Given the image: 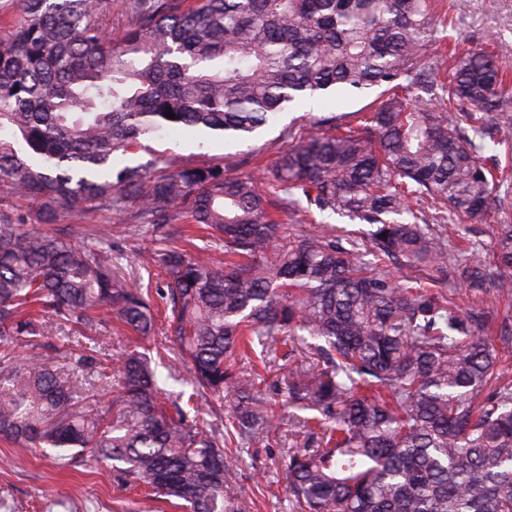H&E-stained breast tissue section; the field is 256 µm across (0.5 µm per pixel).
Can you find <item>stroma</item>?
<instances>
[{
    "label": "stroma",
    "instance_id": "35a3bbf8",
    "mask_svg": "<svg viewBox=\"0 0 512 512\" xmlns=\"http://www.w3.org/2000/svg\"><path fill=\"white\" fill-rule=\"evenodd\" d=\"M459 34V48H488L500 65L512 69V0H450ZM369 95L341 92L308 106L298 105L270 119L247 141L205 137L190 129H170L146 139L127 153L128 162H147L156 156H173L199 165H220L233 175L259 173L296 142L301 130L331 117L351 122L356 111L368 108ZM107 229L113 244L112 261L131 279L156 286L162 271L154 261L164 247V231L137 218L130 223L112 213L92 208L80 217L60 218L52 232L77 241L86 230ZM448 287L456 292L460 313L483 310L493 323H512V299L496 292L474 295L459 287L456 273H449ZM279 429L268 447L254 451L253 466L241 481L245 512H289L282 468V450L298 433L290 425L288 408H281ZM0 512H179L170 504L118 490L110 469L92 463L63 466L53 457L22 453L0 440Z\"/></svg>",
    "mask_w": 512,
    "mask_h": 512
}]
</instances>
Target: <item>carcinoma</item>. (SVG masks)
<instances>
[{
  "mask_svg": "<svg viewBox=\"0 0 512 512\" xmlns=\"http://www.w3.org/2000/svg\"><path fill=\"white\" fill-rule=\"evenodd\" d=\"M24 21L0 46V187L36 223L0 212V438L68 464L112 468L123 486L189 512H243L245 454L269 443L258 397L268 365L307 351L275 381L307 440L288 448L291 512H512V379L496 369L487 317L459 316L448 262L474 294H512V224L494 263L448 226L512 207L508 169L483 162L512 132V81L480 48L465 54L433 0H135L112 39V0H16ZM432 43L440 64L424 61ZM339 89L376 94L357 124L308 129L262 179L167 156L114 169L117 154L170 126L245 139L275 114ZM173 112L175 118L167 117ZM88 206L122 221L201 224L156 253L170 311L152 353L134 345L92 377L72 346L105 311L139 335L150 289L112 271L107 239L73 243L40 225ZM335 214L293 238L282 217ZM434 274L400 281L390 261ZM47 313L67 333L42 353ZM24 347L20 354L17 349ZM211 424L163 396L169 352ZM75 364H70V360ZM114 380L101 405L94 380Z\"/></svg>",
  "mask_w": 512,
  "mask_h": 512,
  "instance_id": "cac0c4a2",
  "label": "carcinoma"
}]
</instances>
